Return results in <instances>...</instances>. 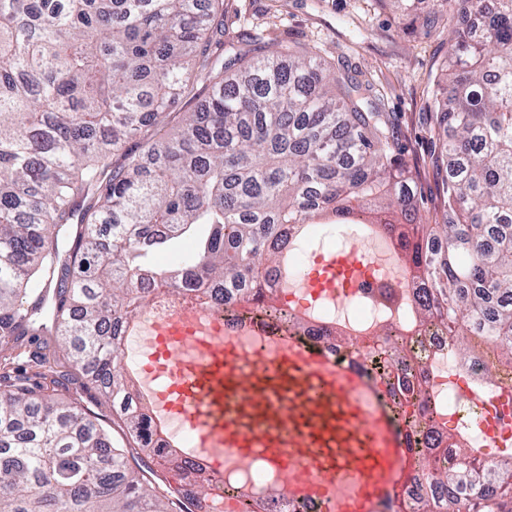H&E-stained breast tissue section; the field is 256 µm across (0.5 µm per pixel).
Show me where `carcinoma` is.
Listing matches in <instances>:
<instances>
[{"mask_svg": "<svg viewBox=\"0 0 512 512\" xmlns=\"http://www.w3.org/2000/svg\"><path fill=\"white\" fill-rule=\"evenodd\" d=\"M437 0L447 83L432 95L441 216H419L384 106L359 72L308 50L224 40V0H0V350L55 335L83 385L112 404L126 444L99 414L0 365V512H198L209 472L161 441L118 361L153 304L142 280L183 298L263 306L289 244L325 216L354 222L376 199L409 280L397 311L428 335L383 330L357 351L407 428L418 464L404 512H512V451L487 457L441 421L428 347L455 329L458 361L486 349L512 368V0ZM480 15L481 29L457 24ZM206 90L201 106L167 119ZM154 139L127 147L142 127ZM170 265L154 257L182 241ZM288 321L312 331L294 317ZM313 339L338 349L337 328ZM162 456L196 488L179 496L147 465ZM241 512H301L275 494Z\"/></svg>", "mask_w": 512, "mask_h": 512, "instance_id": "1", "label": "carcinoma"}]
</instances>
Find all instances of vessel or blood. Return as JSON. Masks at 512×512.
I'll use <instances>...</instances> for the list:
<instances>
[{
    "instance_id": "b4317fda",
    "label": "vessel or blood",
    "mask_w": 512,
    "mask_h": 512,
    "mask_svg": "<svg viewBox=\"0 0 512 512\" xmlns=\"http://www.w3.org/2000/svg\"><path fill=\"white\" fill-rule=\"evenodd\" d=\"M377 281L367 254L331 250L309 264L300 298L343 301ZM144 326L141 387L160 423L177 422L216 471L231 459L261 461L279 477L278 496L318 502L325 512H375L401 489L409 453L384 385L292 335L248 342L225 335L221 319L205 310L157 313ZM469 396L512 407L508 383Z\"/></svg>"
}]
</instances>
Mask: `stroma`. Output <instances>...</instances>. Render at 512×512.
Here are the masks:
<instances>
[{"label": "stroma", "mask_w": 512, "mask_h": 512, "mask_svg": "<svg viewBox=\"0 0 512 512\" xmlns=\"http://www.w3.org/2000/svg\"><path fill=\"white\" fill-rule=\"evenodd\" d=\"M224 10L229 37H275L360 71L384 105L425 209L438 211L428 91L445 78L450 43L447 25L430 20L429 0L404 13L388 0H224ZM20 351L15 364L31 376L40 372L41 357L64 366L71 359L51 336L26 337Z\"/></svg>", "instance_id": "35a3bbf8"}]
</instances>
